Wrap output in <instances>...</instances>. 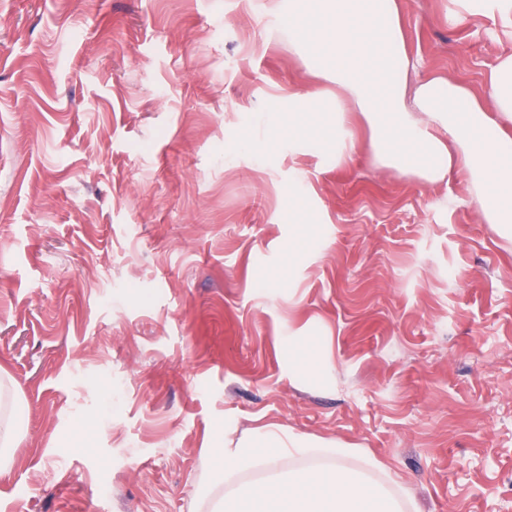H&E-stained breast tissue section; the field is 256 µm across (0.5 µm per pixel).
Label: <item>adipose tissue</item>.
Wrapping results in <instances>:
<instances>
[{"label":"adipose tissue","instance_id":"adipose-tissue-1","mask_svg":"<svg viewBox=\"0 0 512 512\" xmlns=\"http://www.w3.org/2000/svg\"><path fill=\"white\" fill-rule=\"evenodd\" d=\"M288 31L308 75L335 84L288 99V137L336 140V160L366 147L380 166L431 182L463 175L485 223L512 241V55L484 96L434 75L412 82L399 0H288ZM361 126L363 139L351 130Z\"/></svg>","mask_w":512,"mask_h":512}]
</instances>
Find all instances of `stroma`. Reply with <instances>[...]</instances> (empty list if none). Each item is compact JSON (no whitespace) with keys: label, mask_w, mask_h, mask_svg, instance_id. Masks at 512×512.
I'll use <instances>...</instances> for the list:
<instances>
[{"label":"stroma","mask_w":512,"mask_h":512,"mask_svg":"<svg viewBox=\"0 0 512 512\" xmlns=\"http://www.w3.org/2000/svg\"><path fill=\"white\" fill-rule=\"evenodd\" d=\"M472 2L401 0L412 81L512 54ZM309 89L282 0H0V512H191L262 424L512 512V244L463 177L277 137ZM289 368L309 378H318L328 370L325 361L317 363V344L304 336H288ZM21 432V422L17 416L10 413L0 424V470L6 468L11 460V449Z\"/></svg>","instance_id":"obj_1"}]
</instances>
